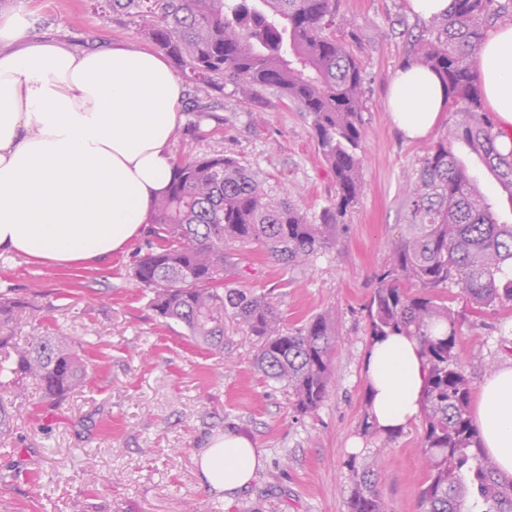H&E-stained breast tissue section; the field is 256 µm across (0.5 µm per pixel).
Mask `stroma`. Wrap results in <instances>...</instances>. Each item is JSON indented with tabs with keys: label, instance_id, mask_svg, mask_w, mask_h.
I'll use <instances>...</instances> for the list:
<instances>
[{
	"label": "stroma",
	"instance_id": "1",
	"mask_svg": "<svg viewBox=\"0 0 512 512\" xmlns=\"http://www.w3.org/2000/svg\"><path fill=\"white\" fill-rule=\"evenodd\" d=\"M351 18L363 64L368 128L366 189L340 220L337 243L306 266L289 269L259 244L247 246L240 286L277 296L281 327L291 331L327 310L336 312L334 385L315 414L293 411L286 392L253 364L256 340L232 315L224 317V352L215 354L184 327L147 305L129 271L138 248L80 267L55 268L0 255V292L27 300L13 325L19 342L65 334L91 365L87 385L61 405L37 394L16 409L12 434L0 438V512H346L350 459L380 460L377 489L390 512H418L425 480L420 421L391 440L362 436L370 347L364 307L406 221L404 190L432 141L447 131L450 112L429 137L407 138L387 110L388 86L410 51L403 24H414L405 0H339ZM1 14H19L26 35L79 50L117 40L149 47L123 16H106L87 0H0ZM204 113L193 112V103ZM181 137L174 155L231 154L267 185L288 191L309 219L336 198L334 178L318 155L306 113L269 90L244 97L231 83L215 89L185 84ZM448 303L463 315L457 354L483 362L473 376L512 359V305L475 311L458 288ZM233 431L247 436L261 458L252 480L233 498L200 483L197 457L212 439ZM361 439L354 452L349 444Z\"/></svg>",
	"mask_w": 512,
	"mask_h": 512
}]
</instances>
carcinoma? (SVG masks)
<instances>
[{"mask_svg": "<svg viewBox=\"0 0 512 512\" xmlns=\"http://www.w3.org/2000/svg\"><path fill=\"white\" fill-rule=\"evenodd\" d=\"M121 13L195 83L222 79L256 96L273 89L312 119L318 150L336 183V202L313 221L288 193L273 195L256 172L230 155L188 154L174 161L168 191L154 206L146 251L131 277L159 316L191 338L224 352L220 311L258 339L254 364L287 392L295 412L317 411L334 383L336 315L327 311L292 332L281 329L279 301L234 286L257 243L290 268L335 243L339 218L355 207L366 184L363 67L337 0H92ZM512 0H452L451 9L422 22L410 63L435 72L448 89L452 123L430 145L406 188L407 221L379 270L365 305L374 342L415 337L428 368L421 403L420 456L426 477L420 512H512V477L482 447L474 427L471 368L456 354L459 313L442 295L458 287L478 312L512 303V224L501 222L493 198L469 174L461 152L475 155L498 189L512 194V153L496 146L495 120L476 83L474 50ZM26 302L0 293V386L36 383L43 401L58 403L85 386L88 362L59 336L13 344L10 327ZM347 512H389L376 486L378 457L348 463Z\"/></svg>", "mask_w": 512, "mask_h": 512, "instance_id": "carcinoma-1", "label": "carcinoma"}]
</instances>
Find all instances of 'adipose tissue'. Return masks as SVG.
I'll return each mask as SVG.
<instances>
[{
    "mask_svg": "<svg viewBox=\"0 0 512 512\" xmlns=\"http://www.w3.org/2000/svg\"><path fill=\"white\" fill-rule=\"evenodd\" d=\"M24 26L0 16V251L53 267L125 251L169 186L182 84L160 53L121 42L82 52L27 43ZM477 81L496 116L497 146L511 152L512 23L481 43ZM445 104L434 72L414 64L397 72L388 109L407 137L427 136ZM365 378L379 428L418 415L427 371L417 340L395 334L372 344ZM473 424L512 474V364L485 379ZM197 463L206 488L230 495L250 482L257 450L229 432Z\"/></svg>",
    "mask_w": 512,
    "mask_h": 512,
    "instance_id": "obj_1",
    "label": "adipose tissue"
}]
</instances>
